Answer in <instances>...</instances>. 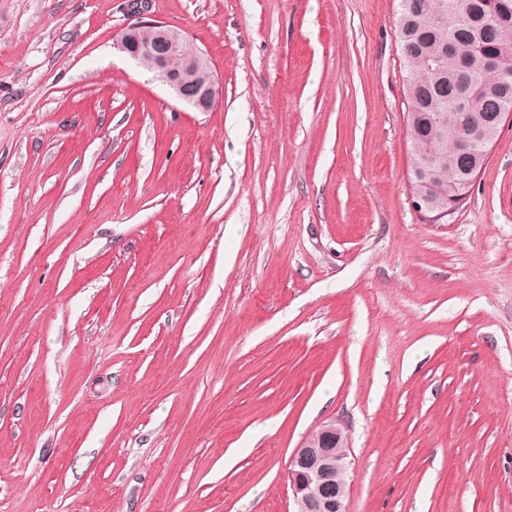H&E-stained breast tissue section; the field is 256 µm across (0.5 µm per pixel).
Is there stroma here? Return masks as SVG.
Segmentation results:
<instances>
[{"mask_svg":"<svg viewBox=\"0 0 512 512\" xmlns=\"http://www.w3.org/2000/svg\"><path fill=\"white\" fill-rule=\"evenodd\" d=\"M127 0H0V512H512V127L411 206L398 0H148L212 111L115 47ZM410 182H411V205L416 212H419L424 217V219L431 224L439 222L441 219H443L446 216L453 215L461 206L459 202H453L450 200L448 209L442 210L435 215H430L424 211V208L426 206L425 199L421 196V194L418 191L413 190L411 179H410ZM348 435L340 420L319 424L295 449L288 481L299 512H346L348 487L338 473L348 471Z\"/></svg>","mask_w":512,"mask_h":512,"instance_id":"stroma-1","label":"stroma"}]
</instances>
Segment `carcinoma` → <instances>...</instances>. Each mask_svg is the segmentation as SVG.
I'll use <instances>...</instances> for the list:
<instances>
[{"label":"carcinoma","instance_id":"obj_1","mask_svg":"<svg viewBox=\"0 0 512 512\" xmlns=\"http://www.w3.org/2000/svg\"><path fill=\"white\" fill-rule=\"evenodd\" d=\"M398 37L404 68L412 166L446 191L470 195L465 174L482 162L500 127L497 112H512V0H398ZM486 52L500 55L489 70Z\"/></svg>","mask_w":512,"mask_h":512}]
</instances>
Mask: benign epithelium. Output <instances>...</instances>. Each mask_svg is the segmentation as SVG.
<instances>
[{
  "label": "benign epithelium",
  "instance_id": "obj_1",
  "mask_svg": "<svg viewBox=\"0 0 512 512\" xmlns=\"http://www.w3.org/2000/svg\"><path fill=\"white\" fill-rule=\"evenodd\" d=\"M129 21L119 30L117 47L135 61L148 60L156 79L174 90L179 103L198 112L210 111L220 88L209 59L199 51H185L170 37L162 22L144 19L142 0H129ZM179 58L174 67L171 61ZM411 205L424 219L437 223L460 207L450 202L435 215L424 211L425 199L411 191ZM346 427L339 420L319 424L295 449L288 464V481L300 512H346L348 487L335 476L349 469Z\"/></svg>",
  "mask_w": 512,
  "mask_h": 512
}]
</instances>
